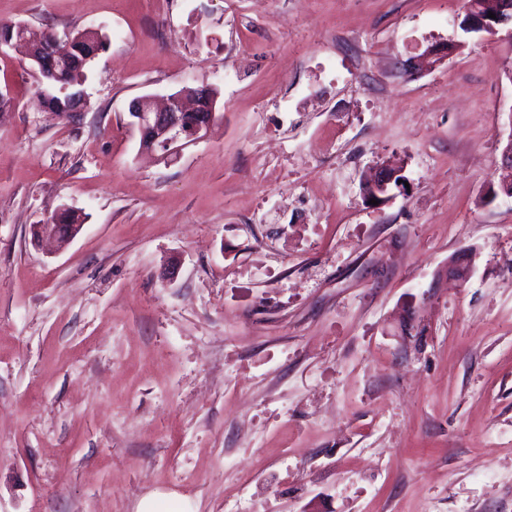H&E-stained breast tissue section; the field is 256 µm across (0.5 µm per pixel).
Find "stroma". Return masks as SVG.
I'll list each match as a JSON object with an SVG mask.
<instances>
[{
  "mask_svg": "<svg viewBox=\"0 0 512 512\" xmlns=\"http://www.w3.org/2000/svg\"><path fill=\"white\" fill-rule=\"evenodd\" d=\"M155 3L0 0L110 36L76 112L0 51V512H512V197H486L512 25L463 31L464 0ZM201 84L212 130L140 153L130 101ZM386 162L408 187L370 204ZM63 207L81 231L35 244Z\"/></svg>",
  "mask_w": 512,
  "mask_h": 512,
  "instance_id": "stroma-1",
  "label": "stroma"
}]
</instances>
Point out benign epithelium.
Segmentation results:
<instances>
[{
    "label": "benign epithelium",
    "mask_w": 512,
    "mask_h": 512,
    "mask_svg": "<svg viewBox=\"0 0 512 512\" xmlns=\"http://www.w3.org/2000/svg\"><path fill=\"white\" fill-rule=\"evenodd\" d=\"M492 9L495 17H488L478 6H468L464 27L468 31L493 33L497 27L512 22V0H495ZM129 126L139 137V149L165 160L181 155L189 145L204 138L217 122V100L195 89L183 87L163 97V103L156 101L153 94L134 98L128 105ZM400 171L386 166L377 167L369 184L363 186L364 194L371 199H384L389 187ZM81 229L71 224L63 231L58 224H40L35 236L41 238L68 240ZM472 254L462 252L448 265V274L458 280H466L472 272Z\"/></svg>",
    "instance_id": "7a95c632"
}]
</instances>
